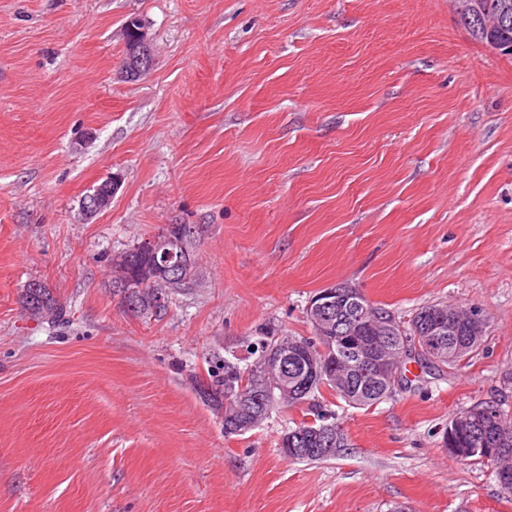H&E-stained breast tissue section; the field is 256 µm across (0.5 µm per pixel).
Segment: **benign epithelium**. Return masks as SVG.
Segmentation results:
<instances>
[{
	"label": "benign epithelium",
	"mask_w": 512,
	"mask_h": 512,
	"mask_svg": "<svg viewBox=\"0 0 512 512\" xmlns=\"http://www.w3.org/2000/svg\"><path fill=\"white\" fill-rule=\"evenodd\" d=\"M124 52L122 73L130 81H136L150 71L154 62L145 26L139 18L132 16L124 25ZM120 185V178L112 177L108 188H95L82 200L80 209L87 217H92L106 209L112 203ZM143 246L155 256L160 275L175 273V278L193 281L197 277L196 244L183 229L173 230L169 224L162 226L157 233L143 241ZM167 299L166 290L158 289L150 298L131 306L138 316L154 312ZM307 318L323 344L319 355L301 353L300 345L277 346L266 352L258 367V387L269 388L275 383L280 391L279 400L299 397L307 386L315 380L329 374L326 364L331 358L330 349L350 350L351 370L361 375H372L383 383L384 389L394 391L401 385V373L383 356V344L392 343L397 337L405 335L404 328L395 316L389 312H378L371 302L356 287L338 283L322 289L309 302ZM486 321L478 307L458 310L454 307L440 309L429 318H422L415 328L413 355L422 356L430 363H438L445 356L442 338L449 329L462 325L482 332ZM224 407L233 406L244 413L238 424V432L244 433L262 423L261 414L250 408V402L227 392L224 395ZM502 440L496 420H490L481 442L482 451L490 457H496Z\"/></svg>",
	"instance_id": "1"
}]
</instances>
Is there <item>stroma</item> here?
<instances>
[{
  "label": "stroma",
  "instance_id": "stroma-1",
  "mask_svg": "<svg viewBox=\"0 0 512 512\" xmlns=\"http://www.w3.org/2000/svg\"><path fill=\"white\" fill-rule=\"evenodd\" d=\"M131 15L155 57L134 82ZM166 224L200 226L198 282L138 317L109 260ZM31 280L68 323L22 310ZM337 282L405 322L479 306L486 335L378 404L325 393L225 436L192 374L312 336ZM481 404L512 415V56L451 0H0V512H512L443 447ZM320 412L345 447L286 457ZM112 179V184L109 188H100L97 186L92 192L87 193V197L81 202L80 209L86 217H92L106 209L112 203V197L116 194L120 185V178L118 176H110L104 179L99 185L107 186ZM336 418L333 415H327L325 413H320L317 415V419L314 422H301L299 424L294 423V426L289 427L287 431H285L281 444L282 451L289 458H294L296 453V448H293L295 439L293 437H288L289 434L294 433H303L305 438H308L307 435H311L312 431L316 429H320L324 424L334 422ZM336 424V422H334ZM332 424V423H330ZM336 428H339L336 424ZM283 434V435H284Z\"/></svg>",
  "mask_w": 512,
  "mask_h": 512
}]
</instances>
